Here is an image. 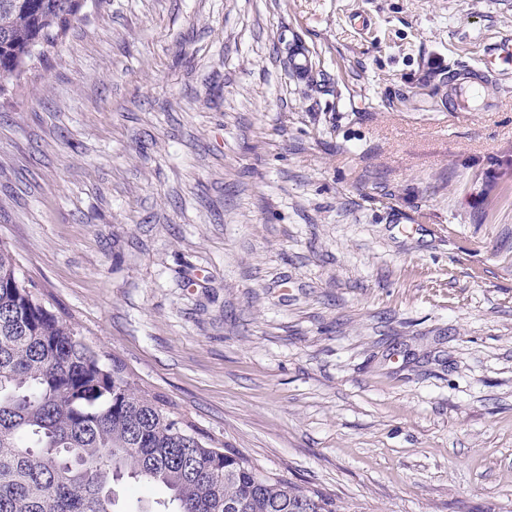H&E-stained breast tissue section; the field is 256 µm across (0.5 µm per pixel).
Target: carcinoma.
I'll return each mask as SVG.
<instances>
[{"mask_svg": "<svg viewBox=\"0 0 512 512\" xmlns=\"http://www.w3.org/2000/svg\"><path fill=\"white\" fill-rule=\"evenodd\" d=\"M81 0H0V97L57 46ZM162 491L134 512H348L268 477L108 365L0 248V512H116L117 487Z\"/></svg>", "mask_w": 512, "mask_h": 512, "instance_id": "1", "label": "carcinoma"}]
</instances>
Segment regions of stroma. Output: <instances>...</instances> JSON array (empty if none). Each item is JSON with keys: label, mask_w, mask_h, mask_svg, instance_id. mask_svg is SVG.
Segmentation results:
<instances>
[{"label": "stroma", "mask_w": 512, "mask_h": 512, "mask_svg": "<svg viewBox=\"0 0 512 512\" xmlns=\"http://www.w3.org/2000/svg\"><path fill=\"white\" fill-rule=\"evenodd\" d=\"M83 3L0 98L47 306L342 506L512 512V65L448 109L512 0Z\"/></svg>", "instance_id": "obj_1"}]
</instances>
